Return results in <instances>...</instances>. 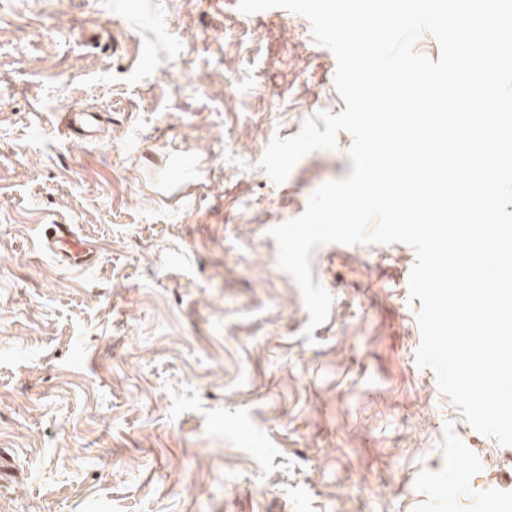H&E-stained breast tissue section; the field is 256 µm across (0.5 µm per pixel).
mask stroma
Here are the masks:
<instances>
[{"label":"stroma","instance_id":"1","mask_svg":"<svg viewBox=\"0 0 512 512\" xmlns=\"http://www.w3.org/2000/svg\"><path fill=\"white\" fill-rule=\"evenodd\" d=\"M336 68L285 8L0 0V512H512V446L416 362L413 248L321 246L304 334L268 231L353 138L280 184L258 162L344 110ZM71 107L99 142L58 129ZM46 224L95 264L55 261ZM43 248L64 266L84 269L95 262L91 245H87L69 224H49Z\"/></svg>","mask_w":512,"mask_h":512}]
</instances>
